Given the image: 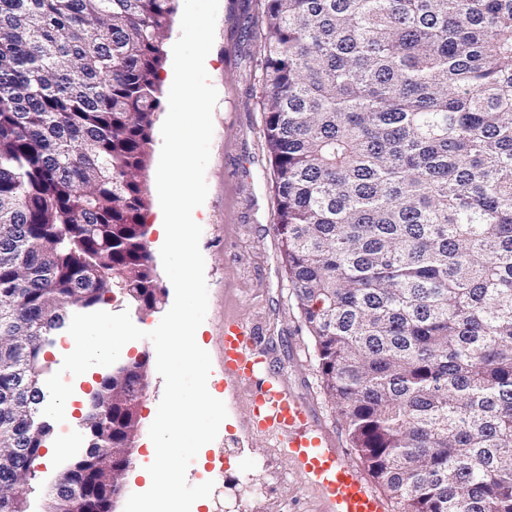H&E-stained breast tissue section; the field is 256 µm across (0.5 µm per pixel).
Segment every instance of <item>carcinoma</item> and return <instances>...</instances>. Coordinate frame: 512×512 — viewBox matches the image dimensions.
<instances>
[{
  "instance_id": "1",
  "label": "carcinoma",
  "mask_w": 512,
  "mask_h": 512,
  "mask_svg": "<svg viewBox=\"0 0 512 512\" xmlns=\"http://www.w3.org/2000/svg\"><path fill=\"white\" fill-rule=\"evenodd\" d=\"M176 0H0V512L77 308L160 303L140 181ZM276 232L323 390L397 512H512V0H264ZM146 361L45 512H114ZM54 340V343L46 348L44 353L45 359L47 361V365L49 367V371L41 377V385L45 393V402L43 404V409L47 405L50 394L48 388L46 386V380L52 376L55 372L59 370L61 367L63 357L68 354L65 350L67 349V345L62 343L63 349L60 348L59 341L61 336H51Z\"/></svg>"
}]
</instances>
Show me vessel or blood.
Segmentation results:
<instances>
[{
	"mask_svg": "<svg viewBox=\"0 0 512 512\" xmlns=\"http://www.w3.org/2000/svg\"><path fill=\"white\" fill-rule=\"evenodd\" d=\"M251 328L224 323V365L230 380L251 387L252 426L273 438L300 476L319 495L321 512H387L363 475L344 459L323 422L253 350Z\"/></svg>",
	"mask_w": 512,
	"mask_h": 512,
	"instance_id": "b4317fda",
	"label": "vessel or blood"
}]
</instances>
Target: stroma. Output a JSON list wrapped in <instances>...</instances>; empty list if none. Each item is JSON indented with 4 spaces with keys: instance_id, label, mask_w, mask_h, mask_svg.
Listing matches in <instances>:
<instances>
[{
    "instance_id": "stroma-1",
    "label": "stroma",
    "mask_w": 512,
    "mask_h": 512,
    "mask_svg": "<svg viewBox=\"0 0 512 512\" xmlns=\"http://www.w3.org/2000/svg\"><path fill=\"white\" fill-rule=\"evenodd\" d=\"M263 9L264 0H219L215 42L207 57L206 70L218 92V102L213 113L211 159L206 169L209 191L203 205L195 211V220L203 229L200 249L208 287V311L198 332L212 360L210 383L219 400L225 403L228 416L216 440L201 448L199 460L193 461L187 470L188 483L197 485L211 479L214 458L224 460V477L216 486L217 493L207 498L199 512L320 509L317 495L293 473L279 449L264 435L250 431L249 386L235 385L224 378L221 337L228 319L239 320L254 330L260 338L258 352L269 357L273 368L311 406L330 435L338 437L350 464H360L343 419L323 394L315 343L292 293L275 230L274 176L260 107ZM161 142L160 131H153L149 160L141 180L149 191L143 219L150 227L149 249L157 282L165 291L164 301L152 312L121 295L114 296L105 306L109 313L129 312L133 323L145 331L157 327L174 300L173 286L159 257V233L152 225L159 205L153 187ZM125 357L146 359L149 366L133 457L122 478L121 495L126 498L142 492L145 486L140 472L146 462L148 431L156 417L164 382L155 368L156 352L150 340L130 342ZM110 373V368L92 367L89 380L78 386L82 401L64 423L53 424L48 446H56L65 439L71 450L52 463L41 464L36 480L26 492L29 512H43L45 489L63 466L83 453L84 398L94 383Z\"/></svg>"
}]
</instances>
